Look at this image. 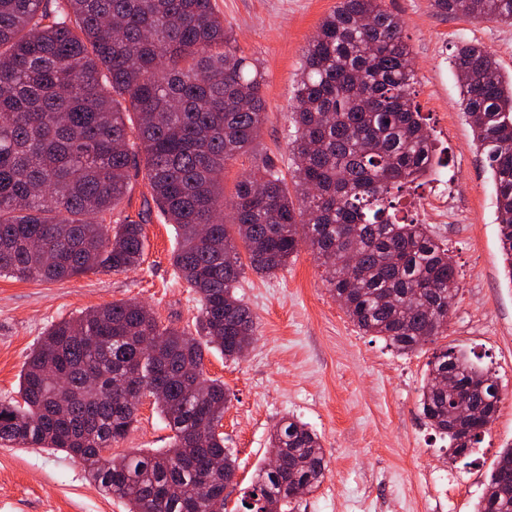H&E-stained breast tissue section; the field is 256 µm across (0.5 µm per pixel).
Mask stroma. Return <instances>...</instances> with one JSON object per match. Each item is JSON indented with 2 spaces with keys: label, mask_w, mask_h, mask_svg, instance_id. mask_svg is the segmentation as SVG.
<instances>
[{
  "label": "stroma",
  "mask_w": 512,
  "mask_h": 512,
  "mask_svg": "<svg viewBox=\"0 0 512 512\" xmlns=\"http://www.w3.org/2000/svg\"><path fill=\"white\" fill-rule=\"evenodd\" d=\"M337 0H215L237 48L264 74L266 119L255 153L227 165L224 194L261 162L294 186L289 166L294 92L303 51ZM401 21L416 74L414 97L447 153L448 216H421L448 250L460 289L445 335L415 353L398 354L364 334L329 293L323 267L301 247L285 268L265 277L245 271L237 295L252 311L256 339L238 360L206 353L204 372L228 396L221 431L239 468L224 490L238 512L254 470L269 455L274 425L298 417L321 439L326 476L293 512H475L500 451L512 444V280L500 249L493 182L460 107L453 67L457 46L482 44L512 74V25L437 12L431 0H384ZM143 222L144 260L126 272H90L60 282L0 277V401L16 397L27 354L53 323L82 311L134 300L161 324L194 331L198 302L172 265L176 237L152 200L144 172L112 221ZM464 349L496 376L502 400L473 463L452 459L448 443L418 411L428 363L437 349ZM170 430L144 400L113 453L168 447ZM0 512H127L91 483L66 453L0 445Z\"/></svg>",
  "instance_id": "obj_1"
}]
</instances>
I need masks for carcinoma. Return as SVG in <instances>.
<instances>
[{
    "label": "carcinoma",
    "mask_w": 512,
    "mask_h": 512,
    "mask_svg": "<svg viewBox=\"0 0 512 512\" xmlns=\"http://www.w3.org/2000/svg\"><path fill=\"white\" fill-rule=\"evenodd\" d=\"M383 2L338 0L304 50L290 149L296 197L265 163L228 206L224 169L260 137L264 76L233 46L213 0H59L53 12L43 0H0V275L55 282L139 266L144 224L105 216L142 157L177 238V276L199 303L194 336L131 301L52 325L24 362L18 398L0 402V444L67 453L128 512H224L237 458L219 432L227 395L205 376V352L234 359L250 346L256 323L236 284L247 267L276 274L303 244L363 333L401 355L444 335L456 269L400 205L448 159L412 97L410 47ZM432 2L512 24V0ZM454 67L512 264V78L475 44L458 48ZM146 336L156 349L142 346ZM135 389L148 391L171 445L109 460L103 451L136 422ZM461 397L494 418L497 378L446 347L429 362L418 410L454 458L485 434L457 417ZM270 447L278 462L255 470L245 512H288L295 490L324 481L320 437L298 418L274 426ZM477 512H512V446Z\"/></svg>",
    "instance_id": "carcinoma-1"
}]
</instances>
